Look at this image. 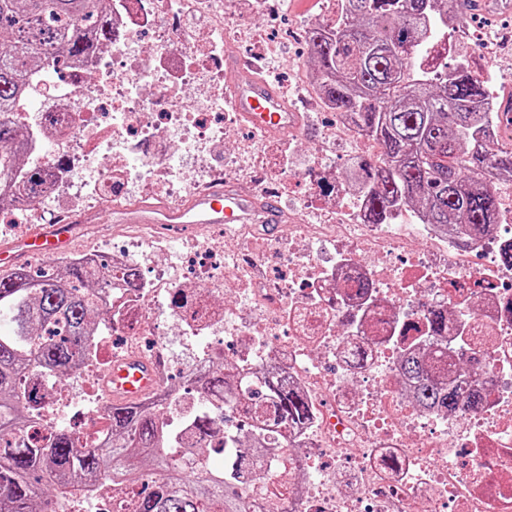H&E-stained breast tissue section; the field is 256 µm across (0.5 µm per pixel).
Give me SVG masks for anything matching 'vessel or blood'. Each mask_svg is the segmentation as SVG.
<instances>
[{"mask_svg":"<svg viewBox=\"0 0 512 512\" xmlns=\"http://www.w3.org/2000/svg\"><path fill=\"white\" fill-rule=\"evenodd\" d=\"M231 74L229 91L224 100L247 125L257 132H287L299 120L296 110L289 108L282 92L261 77L258 65L248 58L229 57ZM116 224H137L151 227L156 224L188 225L204 229L215 225L277 224L282 220L278 203L272 197L257 199L238 193L233 187L221 184L187 201L170 205L144 201L133 207L111 211ZM92 215H79L53 224H38L24 235L0 244V275H8L25 265L32 257L49 256L67 251L79 235L82 225L95 223ZM159 382L154 367L147 361L129 356L113 361L102 379V387L111 400L136 401L152 391Z\"/></svg>","mask_w":512,"mask_h":512,"instance_id":"obj_1","label":"vessel or blood"}]
</instances>
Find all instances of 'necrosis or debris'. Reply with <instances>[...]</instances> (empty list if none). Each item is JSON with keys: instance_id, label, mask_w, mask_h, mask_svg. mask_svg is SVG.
<instances>
[{"instance_id": "1", "label": "necrosis or debris", "mask_w": 512, "mask_h": 512, "mask_svg": "<svg viewBox=\"0 0 512 512\" xmlns=\"http://www.w3.org/2000/svg\"><path fill=\"white\" fill-rule=\"evenodd\" d=\"M184 5L111 0V38L63 77L39 80L47 107L10 112L52 151H27L43 183L0 206V227L61 221L69 200L94 208L123 204L140 190L198 193L252 153L249 192L287 201L281 237L237 224L178 246L177 230L165 226L115 241L113 270L154 253L167 261L143 271L137 292L113 281L95 345L152 361L162 391L174 374L198 375L223 355L240 372L231 407L187 390L177 399L197 412H223L222 430L206 445L231 456L250 429L267 372L299 390L310 420L273 429V452L232 482L260 512H512V265L502 260L512 248V184H493L504 223L466 248L407 211L395 224L365 223L361 201L340 181L330 190L333 204L315 207L319 191L306 186L303 171L269 162L297 151L298 134L271 150L250 139L225 152L224 134L237 118L224 109V46L243 33L221 15L172 28ZM191 87L208 97L194 110L184 102ZM359 138L337 115L311 149L312 167L334 168L337 144ZM311 209L316 219L299 222V212ZM433 310L448 313L449 347L481 360L479 408L446 417L403 391L400 353L434 345ZM29 389L44 421L70 408L83 442L109 427L101 408L75 403L45 379L32 378Z\"/></svg>"}]
</instances>
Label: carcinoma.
I'll use <instances>...</instances> for the list:
<instances>
[{
  "label": "carcinoma",
  "mask_w": 512,
  "mask_h": 512,
  "mask_svg": "<svg viewBox=\"0 0 512 512\" xmlns=\"http://www.w3.org/2000/svg\"><path fill=\"white\" fill-rule=\"evenodd\" d=\"M330 22L310 31L309 65L317 71L321 93L333 110L346 112L363 134L382 147L375 162L361 163L345 180L360 187L365 219L387 224L405 207H414L428 224H442L460 238L474 240L500 223L497 194L487 182L512 174V143L491 146L489 116L481 110L490 98L485 82L466 61L435 71L425 64L430 42L450 36L461 19L457 0H335ZM107 0H0V200L23 184L36 185V172L22 173L16 144L23 140L6 117L34 76L41 60L68 61L88 55L93 39L112 34ZM112 271L95 275L79 265L55 266L0 277V312L10 331L0 334V512H81V489L88 481L114 486L142 485L135 512H247L232 491L231 479L270 453L269 428L306 419L307 401L286 386L266 391L251 428V453L224 462V471L193 457L175 464L173 439L162 399L114 401L106 408L110 428L97 442L83 445L67 427L51 425L35 440L28 430L42 415L24 390L28 377L56 379L73 372L74 358L90 353L89 315L106 310ZM448 348L436 346L431 362L403 361L404 374L417 379L419 406L439 405L450 412L460 402L461 376L439 382L438 364ZM236 368L222 361L200 378V396L226 397ZM217 424L201 413L198 442Z\"/></svg>",
  "instance_id": "1"
}]
</instances>
